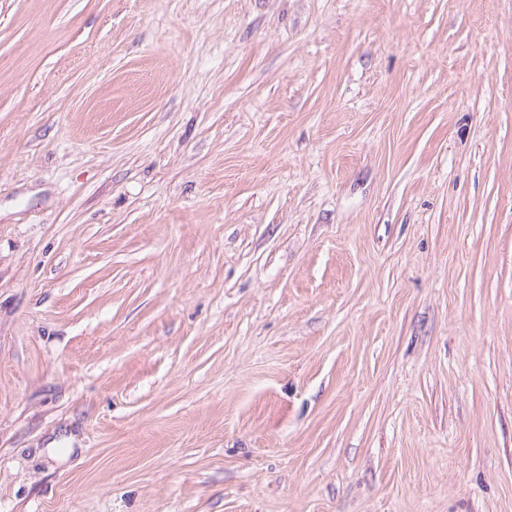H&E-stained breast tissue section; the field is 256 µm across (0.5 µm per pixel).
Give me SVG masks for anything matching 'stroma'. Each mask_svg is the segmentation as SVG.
Segmentation results:
<instances>
[{
	"label": "stroma",
	"instance_id": "1",
	"mask_svg": "<svg viewBox=\"0 0 512 512\" xmlns=\"http://www.w3.org/2000/svg\"><path fill=\"white\" fill-rule=\"evenodd\" d=\"M0 512H512V0H0Z\"/></svg>",
	"mask_w": 512,
	"mask_h": 512
}]
</instances>
